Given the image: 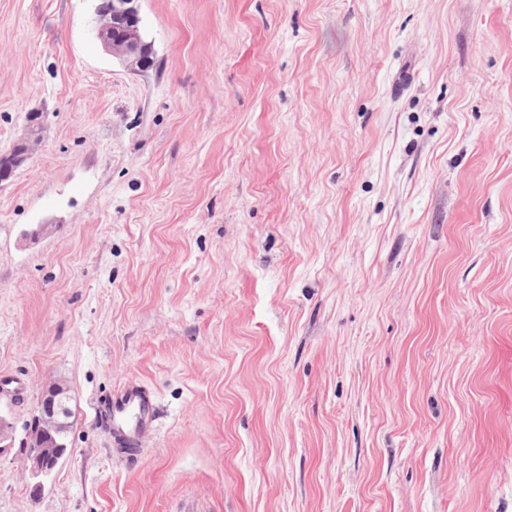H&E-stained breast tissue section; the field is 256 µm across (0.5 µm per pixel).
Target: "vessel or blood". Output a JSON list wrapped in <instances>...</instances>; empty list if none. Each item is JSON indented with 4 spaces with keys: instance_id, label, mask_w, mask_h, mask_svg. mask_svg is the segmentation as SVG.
<instances>
[{
    "instance_id": "obj_1",
    "label": "vessel or blood",
    "mask_w": 512,
    "mask_h": 512,
    "mask_svg": "<svg viewBox=\"0 0 512 512\" xmlns=\"http://www.w3.org/2000/svg\"><path fill=\"white\" fill-rule=\"evenodd\" d=\"M113 439L133 441L154 427L155 408L151 396L140 387L131 385L111 398Z\"/></svg>"
}]
</instances>
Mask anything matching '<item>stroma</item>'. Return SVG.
Listing matches in <instances>:
<instances>
[{"mask_svg":"<svg viewBox=\"0 0 512 512\" xmlns=\"http://www.w3.org/2000/svg\"><path fill=\"white\" fill-rule=\"evenodd\" d=\"M99 3L0 0V512H512V0ZM138 2L139 0H113L111 12L107 16L100 17L95 27L96 37L105 51L112 54V57L124 68L132 72L146 70L145 64L141 61L154 54L153 45L143 40L139 34L141 17ZM118 23L126 25L131 36L122 52L113 50L107 37L112 27ZM42 130H36L32 123H27L23 136L13 145V147L6 153H1L0 156V171L1 181L6 180L10 177L13 170L24 164L30 156V150L33 144L37 143L41 139ZM25 141L29 146L26 153H20L18 150V144ZM63 390L59 386L44 391L40 399L39 425L43 424L41 433L33 438L30 448V441L22 442L23 447L29 449V478L34 481V490H40L43 480L51 476L64 457L70 452L67 444H55L56 448H45L44 441L52 437L51 431L58 426L65 425V414L67 413L60 394ZM34 423L31 427L32 434L36 435L40 426ZM25 447V448H26ZM113 440L134 441L154 427L155 408L151 396L136 385H130L112 395Z\"/></svg>","mask_w":512,"mask_h":512,"instance_id":"obj_1","label":"stroma"}]
</instances>
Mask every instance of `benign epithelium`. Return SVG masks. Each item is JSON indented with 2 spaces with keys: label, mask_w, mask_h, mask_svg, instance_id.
Returning a JSON list of instances; mask_svg holds the SVG:
<instances>
[{
  "label": "benign epithelium",
  "mask_w": 512,
  "mask_h": 512,
  "mask_svg": "<svg viewBox=\"0 0 512 512\" xmlns=\"http://www.w3.org/2000/svg\"><path fill=\"white\" fill-rule=\"evenodd\" d=\"M139 0H112L111 12L99 18L96 23L95 34L106 52L129 71L142 72L146 70L142 63L146 57L154 54L153 45L140 36L141 17L138 6ZM122 23L129 29L130 39L123 51L112 49L108 34L116 24ZM30 153H22L18 145L0 155V178L10 177L13 170L24 164ZM62 389L58 386L42 393L40 399L39 423L42 424L41 433L33 438L29 448V478L34 481L33 487L39 490L43 480L51 476L64 457L70 452L66 444H58L54 448L44 446V441L51 437V431L65 424L66 409L61 401Z\"/></svg>",
  "instance_id": "1"
}]
</instances>
